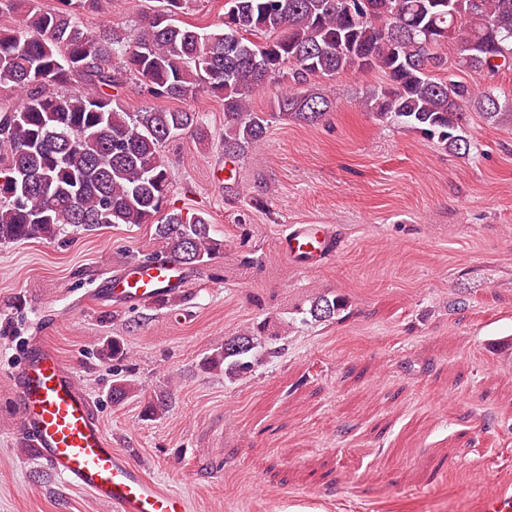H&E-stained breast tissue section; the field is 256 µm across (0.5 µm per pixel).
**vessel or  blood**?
<instances>
[{
    "label": "vessel or blood",
    "instance_id": "vessel-or-blood-1",
    "mask_svg": "<svg viewBox=\"0 0 512 512\" xmlns=\"http://www.w3.org/2000/svg\"><path fill=\"white\" fill-rule=\"evenodd\" d=\"M342 239L325 224H297L281 239L283 253L316 266L331 260ZM187 271L169 260H142L106 281L115 304L154 303L177 293ZM19 430L48 468L72 487L111 504L113 512H188L185 497L150 480L112 447L96 407L73 371L50 346L32 342L15 377ZM482 512H512V493L490 488Z\"/></svg>",
    "mask_w": 512,
    "mask_h": 512
}]
</instances>
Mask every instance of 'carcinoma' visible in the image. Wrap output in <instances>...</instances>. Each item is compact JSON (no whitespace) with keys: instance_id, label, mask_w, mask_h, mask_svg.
<instances>
[{"instance_id":"1","label":"carcinoma","mask_w":512,"mask_h":512,"mask_svg":"<svg viewBox=\"0 0 512 512\" xmlns=\"http://www.w3.org/2000/svg\"><path fill=\"white\" fill-rule=\"evenodd\" d=\"M103 0H58L29 8L22 23L0 28V244L52 238L62 226L90 229L154 225L159 256L185 269L224 253L209 218L163 204L170 174L162 148L183 132L201 130L200 113L148 107L127 111L117 90L130 80L154 100L224 102V157L243 162L274 122L315 124L333 109L320 81L378 69L386 83L366 90L361 105L383 126L410 129L462 156L469 110L495 125H512V94L479 88L468 77L512 71V0H224L221 23L196 26L177 16L187 0L158 6L135 30L92 34L81 15ZM278 87L270 111L253 109L254 93ZM237 215L243 267L261 264L250 245L254 225ZM346 299L320 293L298 309L302 321L340 319ZM270 322L224 339L199 361L205 373L230 381L256 371L283 347ZM101 356L120 363L119 336ZM132 384L116 380L112 403ZM173 393L160 389L142 410L145 420L170 411Z\"/></svg>"}]
</instances>
